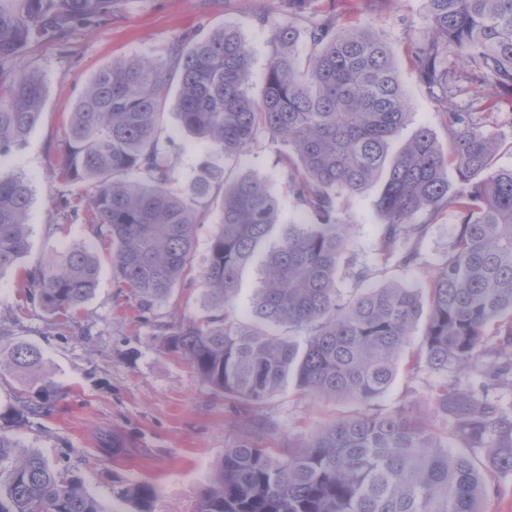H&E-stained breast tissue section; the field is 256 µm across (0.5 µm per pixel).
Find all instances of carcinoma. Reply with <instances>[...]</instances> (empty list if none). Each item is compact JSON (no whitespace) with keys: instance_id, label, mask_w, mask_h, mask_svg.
<instances>
[{"instance_id":"obj_1","label":"carcinoma","mask_w":512,"mask_h":512,"mask_svg":"<svg viewBox=\"0 0 512 512\" xmlns=\"http://www.w3.org/2000/svg\"><path fill=\"white\" fill-rule=\"evenodd\" d=\"M127 0H0V157L35 127L46 96L37 74L14 64L46 38L63 42L99 25ZM288 0V21L259 15L272 52L261 99L251 94V48L230 24L186 34L170 65L116 61L84 86L70 112L61 177L82 188V214L112 250L118 286L141 317L169 300L190 270L197 225L215 207L201 274L206 315L162 333L214 392L256 406L292 380L317 398L370 408L388 390L412 329L427 311L409 370L443 375L433 395V427L398 408L315 429L294 454L244 443L224 453L197 512H485L498 482L512 478V411L495 396L512 389V167L494 166L499 141L488 124L512 110V0H424L427 32L407 41L426 94L446 113L447 149L426 128L393 159L392 140L410 103L389 43L353 15L385 14L396 0ZM310 43L301 56L300 33ZM468 70L454 89L448 55ZM471 96L448 111L452 92ZM186 133L206 144L194 181L173 187L174 143L160 135L168 103ZM283 146L280 163L298 207L276 234L279 199L265 179H228L209 157L239 160L259 132ZM458 185L450 187L448 169ZM385 173L376 210L377 253L401 268L419 258L429 226L451 214L454 238L424 282L371 284L363 266L344 292L337 275L348 246L339 201L361 195ZM31 189L0 172V278L28 251ZM263 254L251 321L234 314L243 270ZM100 259L76 243L26 270L31 303L70 320L98 284ZM508 342L489 352V336ZM483 380L460 373L481 359ZM28 382L33 396L0 410V512H150L155 486L128 482L104 504L79 476L38 451L20 449L11 431L55 405L62 388L43 371L39 348L0 346L1 374Z\"/></svg>"}]
</instances>
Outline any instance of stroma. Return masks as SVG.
<instances>
[{
  "instance_id": "35a3bbf8",
  "label": "stroma",
  "mask_w": 512,
  "mask_h": 512,
  "mask_svg": "<svg viewBox=\"0 0 512 512\" xmlns=\"http://www.w3.org/2000/svg\"><path fill=\"white\" fill-rule=\"evenodd\" d=\"M265 11L279 19L288 16L281 0H220L214 8L207 7L206 0H128L124 10L92 30L75 33L67 44L47 38L31 45L21 59L26 70L42 77L46 97L38 124L0 161L1 171L25 177L32 190L29 252L19 268L0 279V323L10 327L12 339L42 351L45 372L63 387L65 396L48 413L15 428L13 436L22 448L68 466L90 494L106 502L122 483L141 481L157 489L152 512H196L200 494L220 468L226 449L250 442L285 456L317 427L364 411L354 401L311 397L291 383L248 408L212 391L187 360L162 347L161 326L197 321L205 314L201 272L217 210H210L198 226L190 283L180 286L149 318L139 316L126 289L118 286L106 245L99 248L96 290L73 320H56L30 304L23 286L25 269L45 254L94 238L82 218L57 207L63 196L73 206L81 204V187L66 183L60 167L67 115L87 81L104 66L135 56L167 64L172 45L185 33L229 23L250 44L251 93L260 97L270 47L269 31L257 16ZM366 20L399 53V79L411 103L402 138L426 127L440 145H447L443 112L401 54L407 38L418 39L426 32L422 0H396L390 12L370 14ZM164 130L176 143L175 184L185 187L197 172L202 146L180 129L174 112H167ZM279 150L275 139L260 136L243 160L225 161L224 175L232 178L247 170L266 178L280 201V220L286 223L294 218L296 203L277 162ZM380 191L376 182L343 203L349 250L338 273L341 288H353L350 271L355 264L370 267L377 282L421 281L452 243V220L445 216L422 241L416 266L403 269L384 263L376 252L380 217L375 201ZM439 381L428 369L412 373L399 366L375 407L385 412L408 406L432 418V394ZM114 440L121 443V452L109 450Z\"/></svg>"
}]
</instances>
